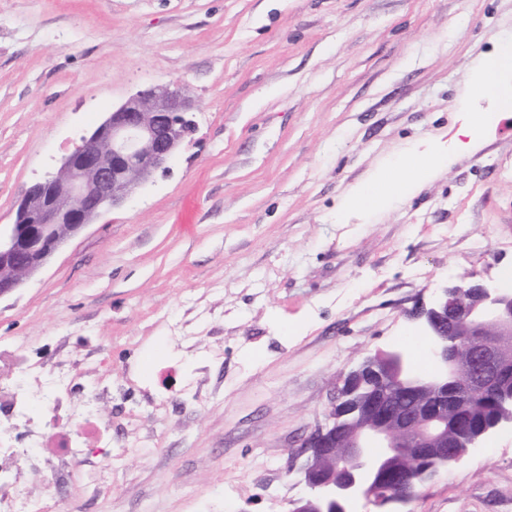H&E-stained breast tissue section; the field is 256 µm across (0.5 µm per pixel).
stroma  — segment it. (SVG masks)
<instances>
[{
  "label": "stroma",
  "instance_id": "1",
  "mask_svg": "<svg viewBox=\"0 0 512 512\" xmlns=\"http://www.w3.org/2000/svg\"><path fill=\"white\" fill-rule=\"evenodd\" d=\"M512 42V0H0V225L22 191L137 91L184 84L197 127L167 174L0 298V351L86 367L20 471L41 512H290L300 441L367 353L425 347L413 311L512 271V106L468 97ZM466 112L491 120L475 148ZM448 162L337 221L406 151ZM123 448L99 493L49 496L69 443ZM395 512H512V430Z\"/></svg>",
  "mask_w": 512,
  "mask_h": 512
}]
</instances>
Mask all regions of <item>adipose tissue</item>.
Listing matches in <instances>:
<instances>
[{
  "label": "adipose tissue",
  "mask_w": 512,
  "mask_h": 512,
  "mask_svg": "<svg viewBox=\"0 0 512 512\" xmlns=\"http://www.w3.org/2000/svg\"><path fill=\"white\" fill-rule=\"evenodd\" d=\"M436 157L409 154L396 165L384 170L375 179L354 193L347 201L350 210L368 211L386 200L406 194L422 183L436 166Z\"/></svg>",
  "instance_id": "obj_1"
}]
</instances>
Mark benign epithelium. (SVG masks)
<instances>
[{"mask_svg":"<svg viewBox=\"0 0 512 512\" xmlns=\"http://www.w3.org/2000/svg\"><path fill=\"white\" fill-rule=\"evenodd\" d=\"M194 105L182 91L151 88L116 107L57 168L31 184L16 219L0 226V298L39 272L71 237L106 209L119 207L149 184L193 132ZM430 339L434 370L418 373L404 350H378L362 360L368 377L346 415L356 424L348 440L337 422L319 427L301 444L307 493L292 512H347L363 500L378 505L394 497L384 477L397 471L392 455L457 462L448 455L450 393L478 389L503 396L508 408L485 434L512 424V389L499 384L512 373V289L475 282L440 289L417 313ZM412 409L389 410L402 392Z\"/></svg>","mask_w":512,"mask_h":512,"instance_id":"7a95c632","label":"benign epithelium"}]
</instances>
